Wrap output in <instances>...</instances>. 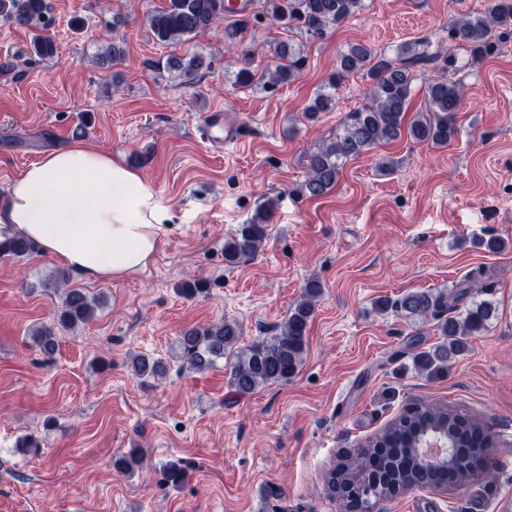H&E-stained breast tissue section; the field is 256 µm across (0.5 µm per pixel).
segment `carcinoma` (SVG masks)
I'll list each match as a JSON object with an SVG mask.
<instances>
[{
    "mask_svg": "<svg viewBox=\"0 0 512 512\" xmlns=\"http://www.w3.org/2000/svg\"><path fill=\"white\" fill-rule=\"evenodd\" d=\"M362 8L363 0H265L267 15L290 29L296 28L318 38ZM48 9L47 0H0V18L18 27L41 29ZM224 18V0H168L165 7L149 15L148 21L153 35L168 43L206 32ZM497 29L508 35L512 33V0H488L482 13L457 18L448 28V38L462 46L473 62L479 63L498 51L494 37ZM32 51L42 59L52 58L56 54V43L51 36L38 34L32 41ZM271 53L278 63L266 69L265 75L276 83L293 80L306 62L305 56L290 44H278ZM122 55L118 44L103 45L97 62L101 65L114 63ZM421 61L430 62L432 58L420 40L404 43L395 63L377 58L374 50L363 43L350 44L338 55L330 85L362 73L371 80L369 103L348 113L335 137L308 152L305 189L309 195L320 197L333 189L345 161L404 135L417 143L448 145L457 132L456 115L463 105L461 86L445 76V72L454 68L453 58L445 60L440 66L442 74L428 84L423 107L412 119H406L415 78L412 67ZM208 66L210 62L205 56L196 53L186 63H177L188 78ZM332 107V96L320 93L306 108L307 117L312 119ZM275 207V199L267 200L248 223L240 225L224 240L227 265L258 254ZM33 248V243L19 233L0 232V258L23 259ZM55 285L64 287L56 323L41 327L33 334L35 343L47 353L55 349L57 331L72 330L90 322L98 305L97 299L88 297L83 289L70 287L63 273L56 278ZM207 288L208 281L202 277L184 280L177 286L179 293L188 298L206 292ZM321 293L320 281H308L302 299L276 332L244 348L237 347L242 332L235 321L224 319L185 331L181 346L190 369L203 372L214 365L215 359L231 358L230 386L238 394H250L261 386L288 383L303 363L309 325ZM394 306L413 321H438L440 335L447 337L448 344L414 356L415 369L428 378L441 377L448 371V362L465 353L470 339L487 328L492 311V301L488 299L474 301L461 310L454 297L450 299L443 293L417 289L406 292ZM131 363L139 378L159 379L165 373L162 362L144 355L133 358ZM438 432L450 435L456 448L449 466H430L420 454L419 441ZM483 437L482 426L458 409L411 402L377 439L369 442V447L375 449L371 473H365L366 453L360 450L354 457L338 460L326 475V485L333 493L350 487L351 496L341 500L348 512H363L372 497H395L417 488L446 487L450 468L465 487L470 471L479 465L486 466ZM140 463V455L132 452L115 459L113 465L121 472L133 474Z\"/></svg>",
    "mask_w": 512,
    "mask_h": 512,
    "instance_id": "1",
    "label": "carcinoma"
}]
</instances>
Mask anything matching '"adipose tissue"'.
I'll return each instance as SVG.
<instances>
[{
	"label": "adipose tissue",
	"mask_w": 512,
	"mask_h": 512,
	"mask_svg": "<svg viewBox=\"0 0 512 512\" xmlns=\"http://www.w3.org/2000/svg\"><path fill=\"white\" fill-rule=\"evenodd\" d=\"M168 220L140 172L82 143L43 155L0 199V224L95 281L146 270L167 243Z\"/></svg>",
	"instance_id": "adipose-tissue-1"
}]
</instances>
